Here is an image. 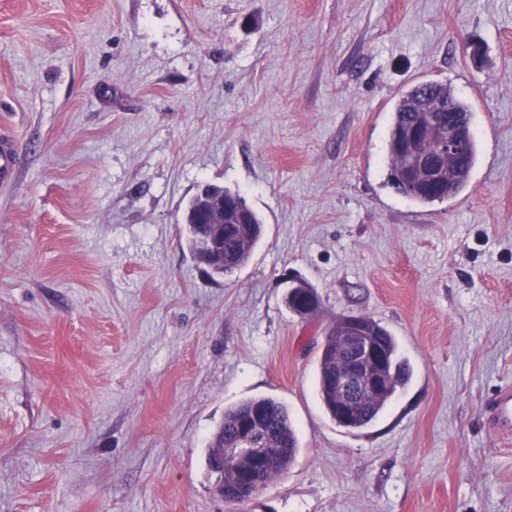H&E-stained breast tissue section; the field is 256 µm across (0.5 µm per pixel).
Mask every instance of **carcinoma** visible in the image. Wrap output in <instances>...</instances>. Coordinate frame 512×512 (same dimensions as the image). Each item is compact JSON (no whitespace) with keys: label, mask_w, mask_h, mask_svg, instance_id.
<instances>
[{"label":"carcinoma","mask_w":512,"mask_h":512,"mask_svg":"<svg viewBox=\"0 0 512 512\" xmlns=\"http://www.w3.org/2000/svg\"><path fill=\"white\" fill-rule=\"evenodd\" d=\"M423 100L435 104L440 110L451 106L465 115L470 113V108L465 100L457 96L448 82L436 79L413 85L401 92L394 103L387 143L389 180L399 193L411 201L421 205H433L456 197L468 186L471 171L477 160V144L476 140H470L465 159L456 163L457 173L452 177L451 183L445 182L440 186L422 185L411 190L407 189L410 160L401 147V139L404 130L413 124L417 116V113L408 111L407 106ZM224 200L233 208L245 212L247 223L226 224L222 227L205 224L185 225V244L192 254L196 253L198 239L202 236L213 235L218 240L224 239V261H218L212 265V275L220 278L233 275L247 262L263 232L261 217L247 205L239 192L224 189ZM368 325L374 333L376 342L386 355L389 389L383 397L366 398L360 412L347 421L339 416L330 387L332 370L344 360L346 351L329 344L318 358L317 390L322 405L339 426L350 430L362 429L372 424L398 390L404 388L411 378L410 366L400 352L396 337L372 318L368 320ZM256 407L263 410V425L258 433L261 443L267 448H288L292 453H297L298 438L287 406L271 397L251 398L225 411L224 421L215 430L208 445V466L214 465L213 446L217 443L232 444L239 421Z\"/></svg>","instance_id":"obj_1"}]
</instances>
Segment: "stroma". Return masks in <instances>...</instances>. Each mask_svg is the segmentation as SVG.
<instances>
[{
	"label": "stroma",
	"instance_id": "1",
	"mask_svg": "<svg viewBox=\"0 0 512 512\" xmlns=\"http://www.w3.org/2000/svg\"><path fill=\"white\" fill-rule=\"evenodd\" d=\"M428 79L469 104L479 156L422 206L387 141ZM0 125V512H512L484 418L512 383V0H0ZM204 182L264 223L224 279L184 245ZM342 315L412 371L359 430L316 389ZM255 396L299 448L234 508L207 447ZM17 149L15 136L7 128H0V186L11 184L15 174ZM290 286L292 285H303L300 280L292 279L289 280ZM305 283V282H304ZM308 285L307 283H305ZM303 285L306 289L307 294L303 296V300L297 304L296 310L293 312L301 319H312L317 315L321 308V300L319 295L313 288Z\"/></svg>",
	"mask_w": 512,
	"mask_h": 512
}]
</instances>
